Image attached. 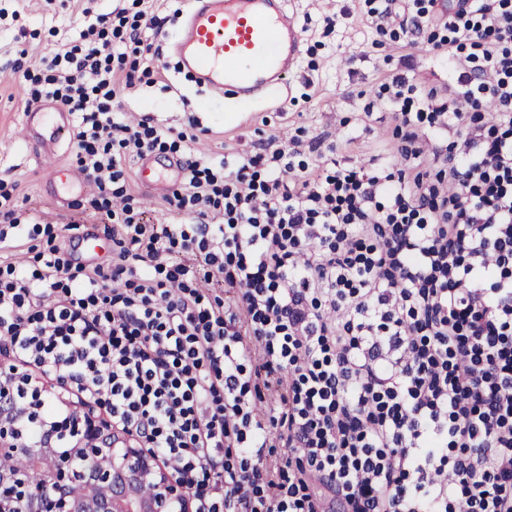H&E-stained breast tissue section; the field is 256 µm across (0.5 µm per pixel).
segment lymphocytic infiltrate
<instances>
[{"instance_id": "obj_1", "label": "lymphocytic infiltrate", "mask_w": 512, "mask_h": 512, "mask_svg": "<svg viewBox=\"0 0 512 512\" xmlns=\"http://www.w3.org/2000/svg\"><path fill=\"white\" fill-rule=\"evenodd\" d=\"M443 88L383 83L404 167L191 157L147 219L127 166L167 131L114 112L151 47L115 52L101 14L82 54L46 60L28 103L61 105L89 205L117 249L0 265V347L152 454L191 512H512V0H383ZM428 123L432 134L419 138ZM454 130L452 145L436 138ZM41 413L23 440L73 420Z\"/></svg>"}]
</instances>
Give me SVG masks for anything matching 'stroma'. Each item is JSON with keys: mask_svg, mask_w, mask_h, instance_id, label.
Wrapping results in <instances>:
<instances>
[{"mask_svg": "<svg viewBox=\"0 0 512 512\" xmlns=\"http://www.w3.org/2000/svg\"><path fill=\"white\" fill-rule=\"evenodd\" d=\"M380 5V0H287L288 13L302 33L297 67L287 77V91L278 103L258 100L245 108L198 87L173 53L171 42L189 9L188 0H85L81 12L72 0H0V184L12 189L23 218L39 227L9 251V260L31 264L36 253L68 246L70 239L87 232L100 234L105 250L114 248L103 224L84 207L95 186L78 169L70 130L59 135L58 155L74 183L68 207H60L44 190L46 170L38 149L19 136L29 107L15 63L39 73L42 58L82 49L81 31L98 14L107 13L112 19L107 39L123 40L132 28H139L150 37L163 76L159 83L125 90L121 112L127 120L148 116L154 126L186 134L185 140L151 153L155 169L188 154L231 166L241 155L258 152L269 139L285 153H298L309 168L330 159L350 168L391 156L399 119L377 100L385 78L448 82L444 58L423 45L405 50L406 37L397 27L381 35L369 27L367 13ZM330 17L336 18L335 26H327ZM129 176L132 193L146 202L152 220L185 223L184 214L167 210L163 202L168 192L178 189V182L147 191L136 160Z\"/></svg>", "mask_w": 512, "mask_h": 512, "instance_id": "obj_1", "label": "stroma"}]
</instances>
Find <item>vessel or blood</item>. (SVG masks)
<instances>
[{
  "instance_id": "obj_1",
  "label": "vessel or blood",
  "mask_w": 512,
  "mask_h": 512,
  "mask_svg": "<svg viewBox=\"0 0 512 512\" xmlns=\"http://www.w3.org/2000/svg\"><path fill=\"white\" fill-rule=\"evenodd\" d=\"M300 43L286 0H191L173 49L200 87L247 103L282 89ZM69 121L64 109L45 104L27 112L24 136L49 159Z\"/></svg>"
}]
</instances>
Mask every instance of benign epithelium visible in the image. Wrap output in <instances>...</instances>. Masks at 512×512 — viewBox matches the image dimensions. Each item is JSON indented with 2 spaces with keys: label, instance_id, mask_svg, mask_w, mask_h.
<instances>
[{
  "label": "benign epithelium",
  "instance_id": "obj_1",
  "mask_svg": "<svg viewBox=\"0 0 512 512\" xmlns=\"http://www.w3.org/2000/svg\"><path fill=\"white\" fill-rule=\"evenodd\" d=\"M70 447L53 446L54 433L20 444L15 419L0 413V457L21 453L44 470L35 488L14 469L0 467V512H189L183 487L140 448L121 442L90 419L69 424Z\"/></svg>",
  "mask_w": 512,
  "mask_h": 512
}]
</instances>
